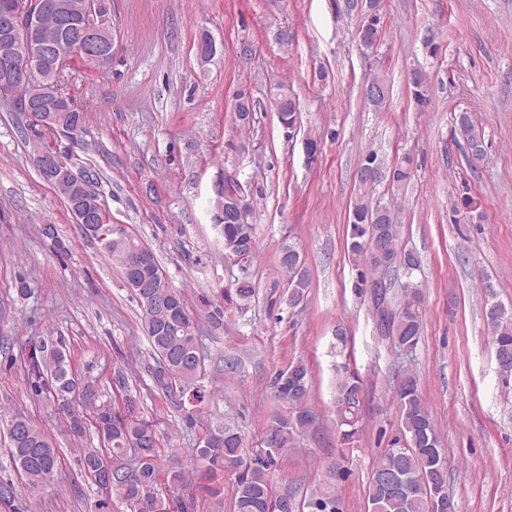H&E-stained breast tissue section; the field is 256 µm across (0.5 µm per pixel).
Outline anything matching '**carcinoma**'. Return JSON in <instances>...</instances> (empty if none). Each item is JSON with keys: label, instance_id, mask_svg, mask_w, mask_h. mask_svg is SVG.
I'll return each mask as SVG.
<instances>
[{"label": "carcinoma", "instance_id": "obj_1", "mask_svg": "<svg viewBox=\"0 0 512 512\" xmlns=\"http://www.w3.org/2000/svg\"><path fill=\"white\" fill-rule=\"evenodd\" d=\"M382 0H369L360 18L362 50L370 54L377 47L382 31ZM48 49L67 60L77 57L73 47L46 26ZM414 99L420 106L429 103L428 87L419 72L412 78ZM279 117L291 127L296 120V96L280 91ZM256 105L241 92L235 96V122L247 127ZM464 139L477 150L485 147L484 134L473 124L467 112L455 117ZM378 164L391 173L390 183L401 187L414 176L413 160L405 155L394 163L386 162L369 150L360 164ZM454 212L475 222L481 219L473 198L460 196ZM215 208L224 210V223L218 225L222 242L238 241L247 251L244 267L231 280V287L213 290L214 309L210 320L224 318V305L243 309L254 298L256 289L249 266L256 251L255 225L251 208L229 210L221 201ZM346 243L349 256L358 271V286L370 290L380 335L388 338L400 354L415 353L422 324L424 295L418 283L398 284L399 291L380 287L375 274L381 266L398 268L402 274L420 270L421 259L402 248L399 225L394 223L391 206L375 200L365 191L355 200L348 216ZM81 232L100 245L103 254L117 266L126 288L142 311L143 329L154 355L145 367L150 378L147 389L173 401L182 411L186 429L199 423L201 408L212 403L213 395L204 384L200 327L188 308L184 293L173 286L153 250L127 231L112 232L109 221ZM280 265L288 272V304L302 305L309 287V276L295 247L280 251ZM485 315L491 331L495 358L503 376H512V314L499 303H485ZM26 384L31 395L45 397L64 416L68 431L77 438L86 435L87 417H92L100 448H85L80 465L88 477L109 468L114 481L108 497L97 499L95 512H112L116 500L125 512H197L202 500L224 505V475H235L232 483V512H343L339 489L349 475L344 461L336 460L325 469L324 477L312 486L304 498L292 493L278 494L273 478L280 471L285 449L295 447L301 436L313 428L315 413L308 409L311 374L306 363L293 361L279 370L272 381L275 399L287 411L272 415L263 439L278 437L277 450L262 453L261 445L249 444L234 419L225 416L206 424L204 434L220 429L224 440L210 448L192 445V466L185 469L173 457L161 454L154 425L142 415L132 414L141 406V394L129 389L128 368L119 367L112 375V389L121 400L103 399L98 387L82 380L73 371L62 340L32 338L27 344ZM193 401H188V396ZM336 425L342 444L355 442L359 435L365 390L358 373L344 364L336 367L333 384ZM399 424L395 435L374 456L367 486L368 512H435L432 487L448 482L447 465L439 463L444 453L438 430L425 401L416 373L404 370L397 393ZM5 424L8 452L31 491L52 484L60 466L59 449L52 446L44 432L29 418L0 414ZM0 500L15 504L17 512H29L11 482H0Z\"/></svg>", "mask_w": 512, "mask_h": 512}]
</instances>
